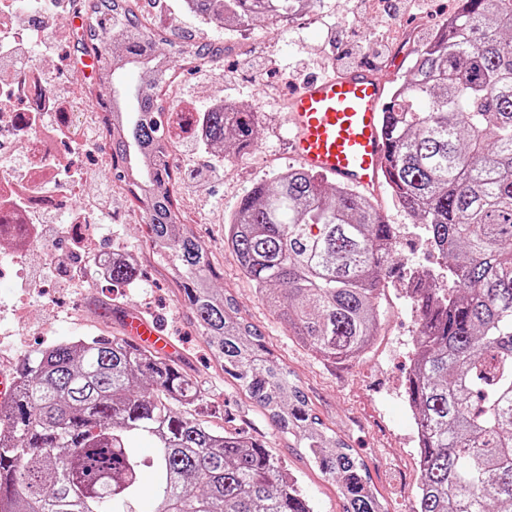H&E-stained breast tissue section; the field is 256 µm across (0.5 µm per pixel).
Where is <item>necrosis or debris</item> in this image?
Here are the masks:
<instances>
[{"instance_id":"necrosis-or-debris-1","label":"necrosis or debris","mask_w":512,"mask_h":512,"mask_svg":"<svg viewBox=\"0 0 512 512\" xmlns=\"http://www.w3.org/2000/svg\"><path fill=\"white\" fill-rule=\"evenodd\" d=\"M48 0H27L29 20L16 24L13 12L0 9V34L11 31L14 40L0 37V246L7 248L10 266L0 265V277L25 278L31 265L56 252L57 238L30 223L28 211L63 214L71 237L91 240L99 222L82 211V199L91 193L92 172L73 178V164L94 150L86 140L102 115L74 100L58 113L55 136H48L39 114L53 97L54 70L62 51L19 53L15 43L28 42L39 26Z\"/></svg>"}]
</instances>
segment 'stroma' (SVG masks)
I'll use <instances>...</instances> for the list:
<instances>
[{"instance_id":"35a3bbf8","label":"stroma","mask_w":512,"mask_h":512,"mask_svg":"<svg viewBox=\"0 0 512 512\" xmlns=\"http://www.w3.org/2000/svg\"><path fill=\"white\" fill-rule=\"evenodd\" d=\"M136 2L151 31L163 36L157 52L172 74L170 84L158 91L164 106L204 112L215 101L230 100L258 112L255 146L233 161L219 160L201 144L189 153L172 151L173 208L208 252L217 273L212 288L235 299L240 316L261 329L274 359L286 369L289 385L305 394L330 440L352 449L365 465L386 512H413L419 467L405 383L419 325L405 284L415 268L436 269L442 263L427 243L424 225L397 204L390 189L374 196L379 212L396 228L400 277L377 300L376 342L370 352L351 362L316 357L256 297L252 282L224 243V225L253 183L298 168L286 141L285 103L293 88L311 77L389 57L400 62L401 74H408L416 48L453 14L458 0H426V12L415 15L392 13L367 0H316L294 25L275 29L253 20L233 32L182 10V0H167L159 9L150 8L148 0ZM386 30L393 39L385 45L380 35ZM217 36L224 42V55L206 64L192 62L174 49L186 37L202 41ZM65 52L83 86L106 92L108 81L84 39L68 40ZM195 166L220 169L207 192L198 194L189 187L187 172ZM95 175L111 183L114 204L111 223L97 231L98 246L134 255L136 287L114 288L101 279L69 288L54 284L25 295L1 280L0 363L18 367L39 346L77 336L120 335L116 311L140 312L160 322L176 350V363L202 389L208 405L202 420L214 429L236 431L263 443L297 478L315 512H343L339 484L321 474L298 432L278 431L269 411L225 375L222 357L209 348L185 308L173 272L155 254L139 202L124 184L113 181L109 168L96 169ZM21 298L28 307L23 317L15 310Z\"/></svg>"}]
</instances>
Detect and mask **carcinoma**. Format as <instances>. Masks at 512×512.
Listing matches in <instances>:
<instances>
[{"label":"carcinoma","mask_w":512,"mask_h":512,"mask_svg":"<svg viewBox=\"0 0 512 512\" xmlns=\"http://www.w3.org/2000/svg\"><path fill=\"white\" fill-rule=\"evenodd\" d=\"M314 0H188V11L236 28ZM86 39L99 69L108 43L156 59L155 34L134 0H84ZM196 62L224 54L186 42ZM96 96L112 137V176L144 205L148 237L174 268L183 302L224 374L263 408L288 391L266 357L262 331L214 294L203 244L185 231L170 194L167 111L153 89ZM208 146H254V109L226 103L202 114ZM387 185L451 258L452 286L416 270L408 291L419 317L406 393L420 423L414 512H512V0H458L448 23L415 50L411 76L385 109ZM258 298L327 360L365 354L379 329L377 298L394 265L393 225L371 198L304 168L254 184L224 228ZM112 286L135 284L133 264L112 259ZM272 419L301 430L319 470L341 483L344 512H385L350 449H325L306 397ZM203 400L179 367L119 336L79 337L29 356L13 400L0 405V512H139L143 475L151 512H314L264 444L196 418ZM148 440L144 456L138 443Z\"/></svg>","instance_id":"carcinoma-1"}]
</instances>
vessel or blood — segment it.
<instances>
[{
    "label": "vessel or blood",
    "instance_id": "b4317fda",
    "mask_svg": "<svg viewBox=\"0 0 512 512\" xmlns=\"http://www.w3.org/2000/svg\"><path fill=\"white\" fill-rule=\"evenodd\" d=\"M387 87L370 63L298 86L287 105V135L303 167L372 193L382 186L387 143ZM123 333L140 347L172 354L173 345L137 312L120 317Z\"/></svg>",
    "mask_w": 512,
    "mask_h": 512
}]
</instances>
